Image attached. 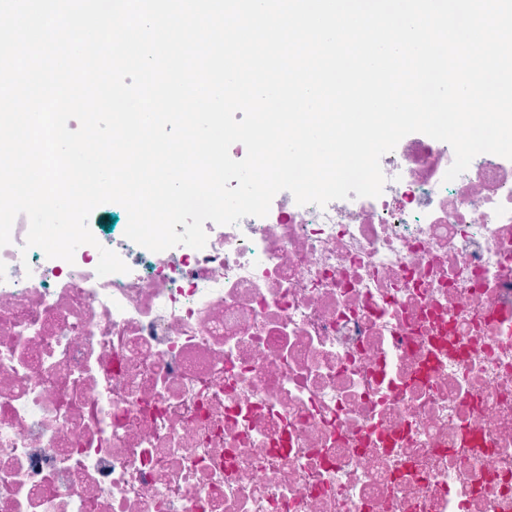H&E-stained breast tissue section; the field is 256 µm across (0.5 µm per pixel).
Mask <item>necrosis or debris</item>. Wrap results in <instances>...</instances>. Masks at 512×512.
Returning a JSON list of instances; mask_svg holds the SVG:
<instances>
[{"label": "necrosis or debris", "mask_w": 512, "mask_h": 512, "mask_svg": "<svg viewBox=\"0 0 512 512\" xmlns=\"http://www.w3.org/2000/svg\"><path fill=\"white\" fill-rule=\"evenodd\" d=\"M73 262L0 248V512H512V160ZM125 273L97 276L99 247Z\"/></svg>", "instance_id": "4bbe7bcc"}]
</instances>
